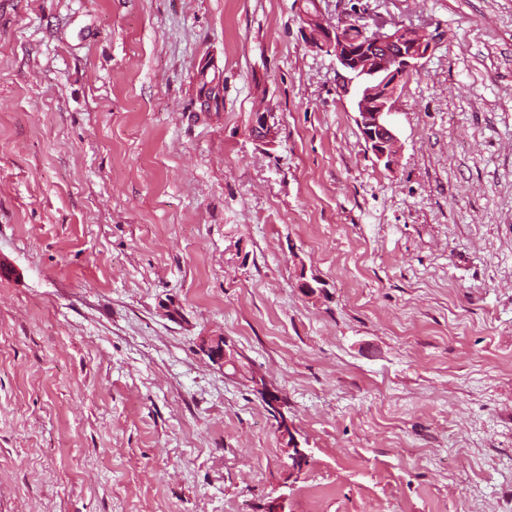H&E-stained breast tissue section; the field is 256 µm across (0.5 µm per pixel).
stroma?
<instances>
[{
  "instance_id": "stroma-1",
  "label": "stroma",
  "mask_w": 512,
  "mask_h": 512,
  "mask_svg": "<svg viewBox=\"0 0 512 512\" xmlns=\"http://www.w3.org/2000/svg\"><path fill=\"white\" fill-rule=\"evenodd\" d=\"M363 2L390 170L302 0H0V512H512V0ZM360 2L351 0L337 23L328 25L316 3L314 12H304L306 39L312 49L336 60L341 91L354 99L361 134L376 161L390 169L399 161L392 115L401 88L431 53L434 41L423 27L413 25L393 23L384 31L388 23L375 20L372 29ZM254 383L256 391L260 394L267 411L272 417L276 416V419L278 420L277 430L280 436L284 440H288V456L292 460L293 470L297 473L300 472L307 461L308 455L304 449L301 448L299 442L294 436L292 432V423L284 413L283 409L285 406V399L283 395L276 387L271 385L265 379H255Z\"/></svg>"
}]
</instances>
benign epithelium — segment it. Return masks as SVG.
<instances>
[{
	"label": "benign epithelium",
	"mask_w": 512,
	"mask_h": 512,
	"mask_svg": "<svg viewBox=\"0 0 512 512\" xmlns=\"http://www.w3.org/2000/svg\"><path fill=\"white\" fill-rule=\"evenodd\" d=\"M304 23L309 46L336 60L341 91L354 99L356 123L369 150L385 168L394 167L400 147L392 115L403 83L419 69L420 60L431 53L433 39L422 27L394 23L389 29L386 22L378 20L369 24L357 0L349 2L335 24H324L318 9L304 13ZM254 127L259 138L274 141L276 132L269 125L268 113H255ZM203 348L222 365L230 361L221 338L205 342ZM254 383L267 411L278 420L280 436L287 440L293 470L301 471L307 454L284 413L283 395L264 379Z\"/></svg>",
	"instance_id": "7a95c632"
}]
</instances>
